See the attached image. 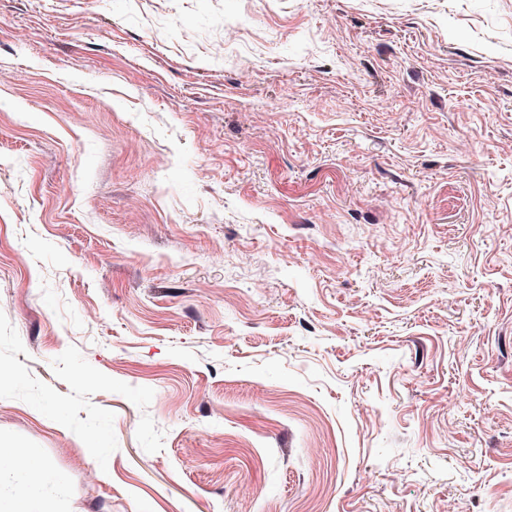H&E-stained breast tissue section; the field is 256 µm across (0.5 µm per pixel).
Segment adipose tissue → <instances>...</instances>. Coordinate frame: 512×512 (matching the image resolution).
Here are the masks:
<instances>
[{
	"label": "adipose tissue",
	"mask_w": 512,
	"mask_h": 512,
	"mask_svg": "<svg viewBox=\"0 0 512 512\" xmlns=\"http://www.w3.org/2000/svg\"><path fill=\"white\" fill-rule=\"evenodd\" d=\"M67 478L31 451L0 454V512H60Z\"/></svg>",
	"instance_id": "adipose-tissue-1"
}]
</instances>
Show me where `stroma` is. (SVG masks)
I'll return each instance as SVG.
<instances>
[{
    "mask_svg": "<svg viewBox=\"0 0 512 512\" xmlns=\"http://www.w3.org/2000/svg\"><path fill=\"white\" fill-rule=\"evenodd\" d=\"M3 185L66 512H512V0H0Z\"/></svg>",
    "mask_w": 512,
    "mask_h": 512,
    "instance_id": "35a3bbf8",
    "label": "stroma"
}]
</instances>
